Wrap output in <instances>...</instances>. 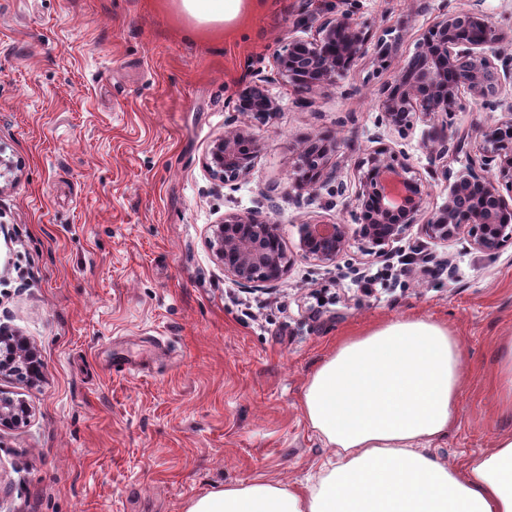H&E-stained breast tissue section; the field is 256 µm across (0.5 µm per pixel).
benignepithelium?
I'll list each match as a JSON object with an SVG mask.
<instances>
[{"label": "benign epithelium", "instance_id": "obj_1", "mask_svg": "<svg viewBox=\"0 0 512 512\" xmlns=\"http://www.w3.org/2000/svg\"><path fill=\"white\" fill-rule=\"evenodd\" d=\"M375 42L380 58L397 63L392 82L382 90L376 108L380 121L403 134L422 119L431 128L423 149L441 164L448 181V197L425 224L428 238L446 244L460 236L488 256L512 244V44L507 30L473 8L446 11L418 42L413 55L396 60V46L373 38L370 25L351 11L325 17L311 39L294 38L275 57L274 78L289 82L306 94L334 86L365 56ZM269 77L254 80L238 94L233 111L243 117L265 116L276 110L269 95ZM472 100L488 112L503 111L504 119L472 132L481 138L478 167L453 175L448 153L463 136L453 116ZM350 143L321 135L300 143L298 164L288 178V192L315 193L325 180L327 157ZM262 150L260 140L244 121H234L211 143L206 160L209 174L234 186L251 174ZM356 194L355 223L359 236L385 249L419 223L428 209L430 184L405 155L385 143L366 149ZM349 235L348 225L306 222L300 225V247L324 264L336 261ZM209 245L224 263V272L244 284L264 285L279 280L288 258L277 225L254 214H229L212 225ZM37 351L23 338L0 329V373L36 379L42 372ZM30 417L22 399L0 393V427L20 425Z\"/></svg>", "mask_w": 512, "mask_h": 512}]
</instances>
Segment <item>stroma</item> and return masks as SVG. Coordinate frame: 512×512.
<instances>
[{
	"label": "stroma",
	"mask_w": 512,
	"mask_h": 512,
	"mask_svg": "<svg viewBox=\"0 0 512 512\" xmlns=\"http://www.w3.org/2000/svg\"><path fill=\"white\" fill-rule=\"evenodd\" d=\"M458 5L512 24V0H264L227 39L186 35L165 0H0V148L20 166L0 191V327L43 361L35 382L0 376L32 408L0 430V512H187L257 477L301 486L327 454L299 406L313 372L341 336L404 316L447 322L463 352L434 455L459 467L512 433L490 390L512 337V245L487 257L416 225L381 256L354 234L332 264L300 250V224L352 223L372 137L432 165L427 123H378L395 70L375 49L328 89L269 84L278 108L251 121L262 151L246 181L203 166L238 91L323 15L354 12L402 59ZM320 134L356 148L330 155L335 178L315 194L283 192L301 140ZM232 213L277 224L279 282L225 274L207 237Z\"/></svg>",
	"instance_id": "35a3bbf8"
}]
</instances>
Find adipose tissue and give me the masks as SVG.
<instances>
[{"label": "adipose tissue", "instance_id": "1", "mask_svg": "<svg viewBox=\"0 0 512 512\" xmlns=\"http://www.w3.org/2000/svg\"><path fill=\"white\" fill-rule=\"evenodd\" d=\"M188 31L232 34L263 0H171ZM465 390L446 323L406 316L344 337L300 399L329 455L302 488L257 478L187 512H512V434L462 468L430 451L447 438Z\"/></svg>", "mask_w": 512, "mask_h": 512}]
</instances>
